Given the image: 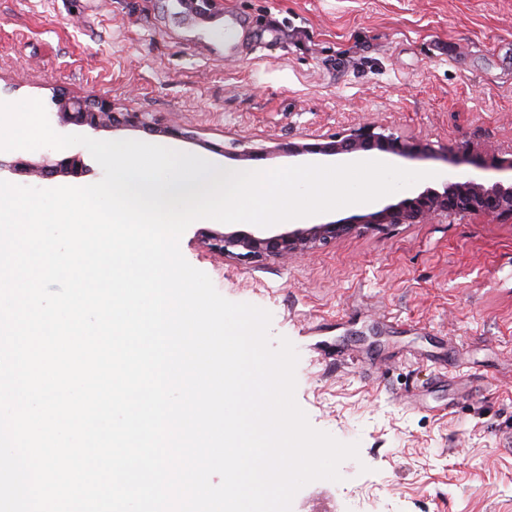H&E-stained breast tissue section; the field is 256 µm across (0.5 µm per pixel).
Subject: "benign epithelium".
<instances>
[{"label":"benign epithelium","instance_id":"benign-epithelium-1","mask_svg":"<svg viewBox=\"0 0 512 512\" xmlns=\"http://www.w3.org/2000/svg\"><path fill=\"white\" fill-rule=\"evenodd\" d=\"M52 102L69 124L95 133L106 128H142L151 130L143 112H114L105 103L88 104L65 97ZM284 151L292 157L314 163L333 156L345 162H357L369 153L416 159L433 152L422 138L402 137L378 130L373 123H362L315 142H290ZM453 156L458 163L489 172L480 178H452L439 187L419 186L395 198H380L367 204L369 212L352 220L319 223L278 224L274 228L252 230H201L205 246L228 256L257 259H288L310 253L320 245L350 233L359 224L378 229L401 224H430L469 217L485 223H512V148L502 150L474 137L446 148L443 160ZM24 169L30 175L53 178L59 174L79 178L91 171L79 155L60 156L42 153L36 162L3 161L0 173Z\"/></svg>","mask_w":512,"mask_h":512}]
</instances>
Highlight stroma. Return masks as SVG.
Instances as JSON below:
<instances>
[{
  "mask_svg": "<svg viewBox=\"0 0 512 512\" xmlns=\"http://www.w3.org/2000/svg\"><path fill=\"white\" fill-rule=\"evenodd\" d=\"M0 0V101L62 92L182 130L97 132L230 170L368 120L435 148L512 147V0ZM281 29L270 37V24ZM247 147L267 160H239ZM184 258L272 315L310 424L359 445L291 512H512V223L356 228L283 261Z\"/></svg>",
  "mask_w": 512,
  "mask_h": 512,
  "instance_id": "1",
  "label": "stroma"
}]
</instances>
